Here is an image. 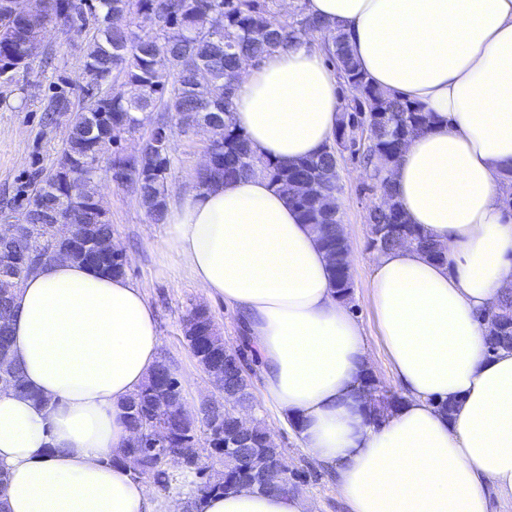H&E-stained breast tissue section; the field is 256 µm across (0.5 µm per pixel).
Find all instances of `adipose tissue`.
Wrapping results in <instances>:
<instances>
[{
    "instance_id": "adipose-tissue-1",
    "label": "adipose tissue",
    "mask_w": 512,
    "mask_h": 512,
    "mask_svg": "<svg viewBox=\"0 0 512 512\" xmlns=\"http://www.w3.org/2000/svg\"><path fill=\"white\" fill-rule=\"evenodd\" d=\"M342 29L361 71L433 118L393 169L406 223L445 248L371 261V305L400 406L379 424L356 398L369 365L318 235L262 174L189 190L164 243L207 297L235 307L263 362L262 393L302 451L334 474L349 512H489L512 496V349L488 353L484 320L512 289V0H300ZM324 43L303 37L247 67L232 123L257 157L294 162L331 142L341 102ZM26 393L0 386L6 512H182L132 480L122 407L162 339L143 292L70 260L42 263L10 323ZM454 405L453 413L441 403ZM299 491L239 490L192 512H312Z\"/></svg>"
}]
</instances>
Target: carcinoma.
<instances>
[{"label":"carcinoma","mask_w":512,"mask_h":512,"mask_svg":"<svg viewBox=\"0 0 512 512\" xmlns=\"http://www.w3.org/2000/svg\"><path fill=\"white\" fill-rule=\"evenodd\" d=\"M274 2L41 0L42 11L62 31L90 32L83 66L95 75L96 82L81 88V100L77 102L62 87L43 99L41 111L46 123H51L59 112L71 113L73 122L50 169L34 173V188L27 197L23 220L28 224H44L57 212H69L71 200L46 191L56 172L80 159L96 157L110 159L114 166H125L126 159L119 156L122 138L149 122L150 132L140 141L141 169L125 173L120 185L135 195L152 222H163L170 159L155 158L154 141L161 137L172 138L175 128L186 132L207 121L222 160L210 174L198 173V184L206 185L211 179L232 182L260 172L286 196L288 184L298 173L308 180L316 176L326 178L324 191L334 196L339 191V183L331 180L330 169L337 166V154L350 148L373 166V188L384 194L371 223L393 227L389 233H373L372 245L384 251L415 244L430 259H444L439 244L423 236L414 225L404 222L393 200L390 181L379 168L381 163L396 165L401 156V139L423 131L431 117L422 107L379 91L359 70L342 30L330 33L327 38L332 44V49L328 50L329 61L350 96L336 130L334 145L316 157L297 162L262 160L253 154L245 135L226 121L234 97V91L226 87L238 81L244 65L325 29L322 22L302 12L290 21L275 20ZM115 10L127 13L132 19L151 18V30L144 32L132 23L124 28L106 25L105 17ZM44 55L41 37L28 28L23 19L12 15L11 0H0V68L14 67V71L0 75V85L14 83L18 71L29 70L35 60ZM200 66L205 67L208 75L204 93L196 91L192 82L193 73ZM133 112L142 113L143 119H133ZM288 202L298 210L301 220L318 233L322 248L336 253V262L331 265L332 280L341 297L348 298L352 284L350 274L343 269V258L349 256V245L337 234L338 211L320 208L313 198L305 201L290 198ZM50 246L49 240L38 235L28 241L22 238L1 241L0 286L22 282L35 269L26 257L45 252ZM73 261L111 275L125 273L121 264L112 258L92 263L79 251ZM185 334L193 348L210 339L216 342L215 349L200 358V363L211 367L216 376L223 375L224 343L216 334L211 317L195 310L190 312ZM486 344L490 353L509 348L512 331L490 332ZM234 361L229 383L242 389V403L249 407L252 393L245 374L246 363L239 352L235 353ZM170 374L171 369L163 366V371L151 376L123 407L129 426L148 423L152 427L151 444L143 450L144 470L139 478H148L163 489L172 481L165 461L167 450L187 446L197 436L195 419L169 416L162 420L154 412V393L179 394L178 388L168 381ZM360 398L366 406L367 419L379 423L384 412L396 406L400 396L380 387L369 374L360 388ZM204 413L206 437L209 444L219 449L217 456L224 470L193 482L196 495L234 491L241 475L254 468L268 470L269 483L265 488L273 492L279 490L281 482L288 481V464L274 458V443L264 432L247 433L242 448H226L224 441L241 435L236 415L211 408Z\"/></svg>","instance_id":"carcinoma-1"}]
</instances>
